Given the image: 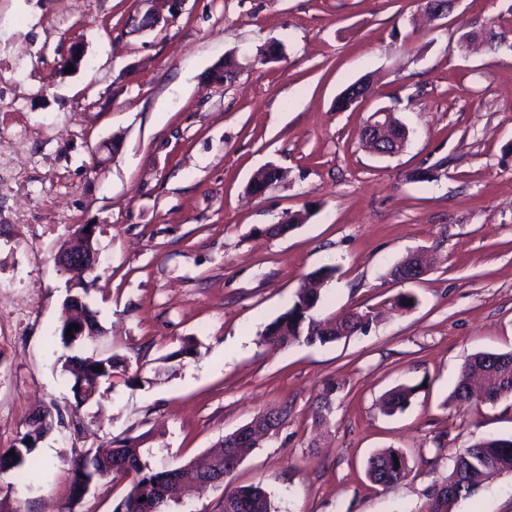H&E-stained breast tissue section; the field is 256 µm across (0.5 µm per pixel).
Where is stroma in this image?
Listing matches in <instances>:
<instances>
[{
  "label": "stroma",
  "mask_w": 512,
  "mask_h": 512,
  "mask_svg": "<svg viewBox=\"0 0 512 512\" xmlns=\"http://www.w3.org/2000/svg\"><path fill=\"white\" fill-rule=\"evenodd\" d=\"M148 7L0 0L22 104L0 120L41 130L23 145L35 163L28 197L0 200L31 214L0 224V451L39 409L72 418L40 442L32 474L0 476L14 507L113 512L126 477L72 497L69 463L84 450L138 437L151 467H174L284 403L286 423L223 486L171 512H221L225 491L252 484L278 512H423L465 448L512 439V396L448 399L466 359L512 351V0H456L433 23L420 0H185L175 13L160 5L161 24L137 32ZM268 41L281 43V60L255 63ZM74 46L85 61L68 72ZM229 55L237 79H212ZM367 75L372 94L337 110ZM380 108L408 131L392 156L360 137ZM105 142L106 160L96 152ZM269 164L286 180L249 196ZM424 170L434 180H421ZM305 210L304 224L270 234ZM81 224L96 227L100 262L83 300L102 332L67 347L55 254ZM419 249L432 252L430 271L393 280L391 267ZM322 268L334 276L321 313L371 311L365 331L324 345L262 343L302 276ZM402 294L417 305L393 306ZM70 356L124 366L79 405L62 371ZM401 384L417 386L411 404L383 414L381 397ZM384 448L411 469L388 487L365 474ZM453 512H512V473Z\"/></svg>",
  "instance_id": "stroma-1"
}]
</instances>
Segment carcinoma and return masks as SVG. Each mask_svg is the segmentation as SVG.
<instances>
[{"label": "carcinoma", "instance_id": "1", "mask_svg": "<svg viewBox=\"0 0 512 512\" xmlns=\"http://www.w3.org/2000/svg\"><path fill=\"white\" fill-rule=\"evenodd\" d=\"M282 58L279 44L269 42L257 48L254 62L265 65ZM333 277V270L320 269L302 278L294 299L286 312L269 323L261 334L262 342L270 348L282 349L295 343L305 345L326 344L346 338L365 328L371 321L368 312H352L338 319L320 318L317 307L321 298V287ZM102 371H97V368ZM118 368L113 357H72L63 363L65 371L73 380L72 391H80L92 397L103 379L112 377ZM463 381L457 384L451 399L457 403L493 404L505 395H512V352L478 353L461 367ZM419 386L401 384L389 390L381 400V409L388 415L404 411L412 402ZM288 418V406L280 405L259 412L251 421L257 428L255 437H238L231 433L224 436L217 449L190 462L194 474L215 477L227 474L231 459L246 458L257 447L262 429L269 425L279 427ZM60 409L41 416L40 424L25 423L12 447L14 455L0 453V472L23 470L35 453L39 442L52 427L62 423ZM72 484L80 481L94 482L111 474H122L130 478L129 489L116 512H168L172 496L168 490L175 486L184 473L182 467L156 470L144 458V449L135 439L118 442V446L107 453L85 450L72 460ZM512 472V440L487 438L479 441L459 454L448 474L441 492L433 493L425 512H441L447 502L455 505L478 495L484 487L504 473ZM410 473L406 456L395 449H385L373 454L367 462V475L381 486H390L405 479ZM145 501H140V498ZM224 512H275L270 494L260 485L241 487L224 492Z\"/></svg>", "mask_w": 512, "mask_h": 512}]
</instances>
